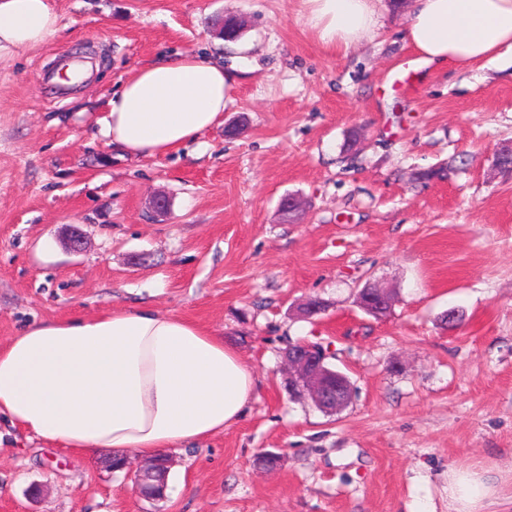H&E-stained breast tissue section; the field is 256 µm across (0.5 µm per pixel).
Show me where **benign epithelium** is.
I'll return each mask as SVG.
<instances>
[{"instance_id":"obj_1","label":"benign epithelium","mask_w":512,"mask_h":512,"mask_svg":"<svg viewBox=\"0 0 512 512\" xmlns=\"http://www.w3.org/2000/svg\"><path fill=\"white\" fill-rule=\"evenodd\" d=\"M360 307L368 314L383 317L390 310V298L380 288L369 287ZM291 377L288 390L306 393L325 412H334L348 403L353 386L342 372L330 368L329 353L318 343L297 342L288 345L284 354ZM168 468L167 460L154 458L138 473L137 490L147 499L160 497L165 484L158 481L159 474Z\"/></svg>"}]
</instances>
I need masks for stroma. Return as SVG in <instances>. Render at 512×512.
I'll return each instance as SVG.
<instances>
[{
	"label": "stroma",
	"instance_id": "stroma-1",
	"mask_svg": "<svg viewBox=\"0 0 512 512\" xmlns=\"http://www.w3.org/2000/svg\"><path fill=\"white\" fill-rule=\"evenodd\" d=\"M54 2L60 37L0 61V345L144 302L236 347L254 396L222 434L171 453L161 512H448L449 466L512 469V171L496 164L512 147V54L403 90L405 0H383L376 34L340 55L301 0ZM225 15L243 23L237 42L217 35ZM187 52L238 75L219 126L160 158L92 143L133 67ZM99 53L75 100L47 93L45 74ZM368 282L393 298L384 318L356 304ZM311 297L327 308L306 319ZM297 341L350 378L340 411L289 394ZM265 452L280 465H259ZM112 455L0 418V512H150L140 456L115 473Z\"/></svg>",
	"mask_w": 512,
	"mask_h": 512
}]
</instances>
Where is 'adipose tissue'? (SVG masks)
<instances>
[{"instance_id": "1", "label": "adipose tissue", "mask_w": 512, "mask_h": 512, "mask_svg": "<svg viewBox=\"0 0 512 512\" xmlns=\"http://www.w3.org/2000/svg\"><path fill=\"white\" fill-rule=\"evenodd\" d=\"M380 0H302L321 45L345 53L379 24ZM61 31L53 0H0V56ZM406 40L419 69L464 71L512 52V0H411ZM236 84L218 57L179 53L133 68L106 102L99 133L132 157L178 152L218 124ZM250 366L223 337L151 307L106 308L37 323L0 345V417L69 451L181 450L237 422ZM448 512H512L471 465L448 470Z\"/></svg>"}]
</instances>
